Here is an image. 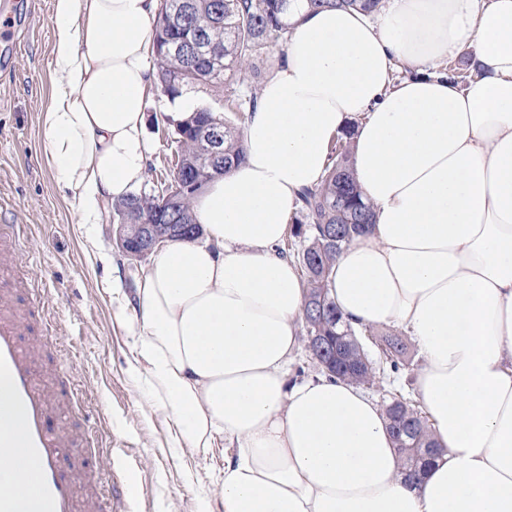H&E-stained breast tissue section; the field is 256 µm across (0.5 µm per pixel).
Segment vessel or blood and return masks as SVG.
I'll return each mask as SVG.
<instances>
[{
  "mask_svg": "<svg viewBox=\"0 0 512 512\" xmlns=\"http://www.w3.org/2000/svg\"><path fill=\"white\" fill-rule=\"evenodd\" d=\"M20 21L16 0H0V55H16ZM16 224H0V448H25L36 464L24 494L0 491V512H77L76 479L61 467V450L74 443L73 434L54 429L50 411L58 392L39 387L35 365L46 360L56 377H68L66 360L47 357L39 336V312L27 303L28 282L13 277L19 257ZM87 512H129L115 494L91 490Z\"/></svg>",
  "mask_w": 512,
  "mask_h": 512,
  "instance_id": "obj_1",
  "label": "vessel or blood"
}]
</instances>
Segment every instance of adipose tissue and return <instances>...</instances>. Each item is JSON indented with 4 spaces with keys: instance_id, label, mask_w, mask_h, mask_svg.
<instances>
[{
    "instance_id": "ef3b65f1",
    "label": "adipose tissue",
    "mask_w": 512,
    "mask_h": 512,
    "mask_svg": "<svg viewBox=\"0 0 512 512\" xmlns=\"http://www.w3.org/2000/svg\"><path fill=\"white\" fill-rule=\"evenodd\" d=\"M290 11L244 162L192 201L203 239L167 242L118 313L143 393L180 460L237 448L202 512H512V0H387L374 21ZM156 14L157 0H51L39 123L81 223L143 183ZM461 55L479 64L467 84L433 74ZM347 128L373 224L337 256L329 295L354 326L406 329L422 356L415 394L441 453L416 481L358 386L286 373L306 286L278 246Z\"/></svg>"
}]
</instances>
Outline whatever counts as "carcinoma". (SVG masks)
<instances>
[{
  "instance_id": "cac0c4a2",
  "label": "carcinoma",
  "mask_w": 512,
  "mask_h": 512,
  "mask_svg": "<svg viewBox=\"0 0 512 512\" xmlns=\"http://www.w3.org/2000/svg\"><path fill=\"white\" fill-rule=\"evenodd\" d=\"M315 8L359 9L366 13L379 9L381 0H308ZM288 35V0H159L153 30V58L156 68L154 91L169 101L184 91L199 87H219L244 67L259 81L262 71L255 59L265 51L286 44ZM228 109L244 113L256 105V96L241 97L236 89L225 95ZM218 129L224 133L220 142L222 158L213 161L206 152L203 133ZM176 160L170 174L160 186L142 190L123 202L112 205L114 224L194 223L192 199L210 180L226 173L244 160L242 128L222 115L197 108L191 118L174 128ZM348 130L336 137L335 156L321 183L300 194L297 214L307 222L295 221L292 237L303 238L305 249L297 255L307 284V297L322 300L331 315L309 319L307 336H326L336 343V354L347 369L328 373L348 378L360 385L377 382L375 369L368 360L361 336L372 330L347 328L337 331L341 315L328 297L326 275L337 254L355 236L372 224L371 207L362 201L350 161ZM404 354L401 339L385 338L382 355L394 373L399 371V357ZM386 405L387 419L393 410L408 416L410 425L403 433H393L398 454L413 479L439 453L431 439L427 417L420 402L395 391Z\"/></svg>"
}]
</instances>
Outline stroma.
Instances as JSON below:
<instances>
[{"label":"stroma","instance_id":"stroma-1","mask_svg":"<svg viewBox=\"0 0 512 512\" xmlns=\"http://www.w3.org/2000/svg\"><path fill=\"white\" fill-rule=\"evenodd\" d=\"M28 35L13 64L0 67V220L22 227L20 261L41 296L49 334L64 348L71 383L84 401L82 415L54 409L53 425L81 421L112 451V470L132 501L131 512H200L202 499L216 498L224 462L235 449L220 442L199 453L185 478L170 448L167 420L145 402L129 361L134 336L114 318L112 278L121 276L134 295L144 269L117 247L112 224L80 223L63 198L44 157L38 116L51 90L53 31L50 0H33L25 19ZM167 99L150 98L146 130L154 144L144 189L163 181L171 167V130L160 122Z\"/></svg>","mask_w":512,"mask_h":512}]
</instances>
